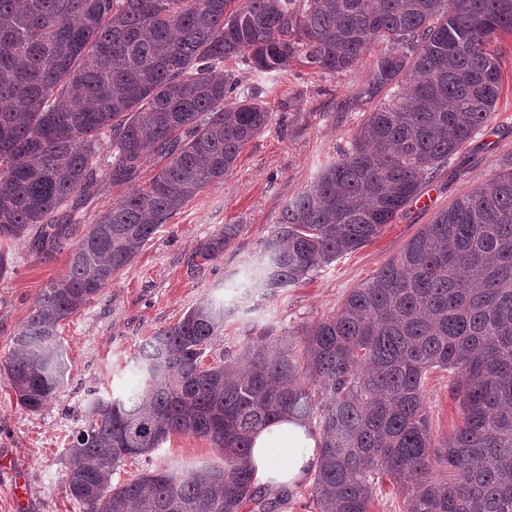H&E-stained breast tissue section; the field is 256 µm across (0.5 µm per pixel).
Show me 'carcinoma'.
<instances>
[{
    "instance_id": "obj_1",
    "label": "carcinoma",
    "mask_w": 512,
    "mask_h": 512,
    "mask_svg": "<svg viewBox=\"0 0 512 512\" xmlns=\"http://www.w3.org/2000/svg\"><path fill=\"white\" fill-rule=\"evenodd\" d=\"M504 34L512 0H0V241L32 231L39 248L58 247L101 177L136 179L148 147L160 163L89 225L11 338L3 373L17 403L51 402L68 373L60 323L268 126L253 94L215 75L224 62L261 81L294 58L331 75L383 44L357 95L375 104L368 121L265 241L251 282L266 292L371 242L489 122ZM238 233L224 225L194 256L216 261ZM225 317L224 301L203 298L142 345L137 392L91 402L65 452L84 512H269L251 437L284 415L319 429L317 512H370L383 475L404 492L403 512H512V158L303 329L300 350L265 328L243 366L213 360ZM433 368L450 373L459 410L439 444L423 397ZM178 433L209 440L224 465L113 484L127 449L149 455Z\"/></svg>"
}]
</instances>
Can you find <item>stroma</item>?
I'll use <instances>...</instances> for the list:
<instances>
[{
	"label": "stroma",
	"mask_w": 512,
	"mask_h": 512,
	"mask_svg": "<svg viewBox=\"0 0 512 512\" xmlns=\"http://www.w3.org/2000/svg\"><path fill=\"white\" fill-rule=\"evenodd\" d=\"M502 65V91L483 130L421 193L428 205L409 202L371 242L312 275L300 284L254 295L224 322L213 347L231 362L248 338L271 327L298 334L335 314L347 294L369 280L407 242L464 191L485 187L504 158L512 156V36L497 43ZM241 88L255 89L257 101L270 114L268 127L240 152L223 182L211 185L173 213L135 258L76 315L63 321L60 336L66 349L68 376L55 398L36 412L18 405L0 375V512H82L66 488L65 450L72 435L88 424L93 399L127 398L137 390L135 358L158 331L176 324L205 295L233 301L261 257L264 240L284 206L313 181L328 163L358 136L371 109L354 97L366 80L365 64L333 75L293 61L276 77L257 82L245 67L227 62ZM156 171L147 156L134 182H103L79 211L88 227L111 208L120 195L148 182ZM240 227L223 257L201 267L191 256L197 245L223 230ZM73 240L52 250L39 249L33 237L8 242V272L0 276V363L12 337L21 330L35 302L67 269ZM430 433L442 442L458 420L447 372L431 370L423 382ZM221 452L208 441L178 434L151 457L128 459L113 476L121 483L146 470L176 467L191 470L223 465ZM26 495L16 499L14 477Z\"/></svg>",
	"instance_id": "stroma-1"
}]
</instances>
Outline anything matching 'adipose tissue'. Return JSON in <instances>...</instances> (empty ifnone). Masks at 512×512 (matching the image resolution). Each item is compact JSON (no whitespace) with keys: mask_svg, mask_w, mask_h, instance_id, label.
I'll list each match as a JSON object with an SVG mask.
<instances>
[{"mask_svg":"<svg viewBox=\"0 0 512 512\" xmlns=\"http://www.w3.org/2000/svg\"><path fill=\"white\" fill-rule=\"evenodd\" d=\"M320 436L307 424L281 418L256 432L251 462L258 484L294 486L314 468L319 457Z\"/></svg>","mask_w":512,"mask_h":512,"instance_id":"ef3b65f1","label":"adipose tissue"}]
</instances>
